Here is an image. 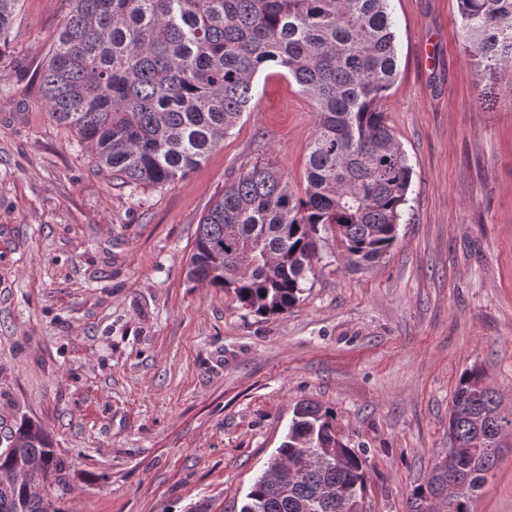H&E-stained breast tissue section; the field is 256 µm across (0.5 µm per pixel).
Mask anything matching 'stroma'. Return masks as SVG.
Returning <instances> with one entry per match:
<instances>
[{"mask_svg": "<svg viewBox=\"0 0 512 512\" xmlns=\"http://www.w3.org/2000/svg\"><path fill=\"white\" fill-rule=\"evenodd\" d=\"M390 10L381 108L414 169L398 239L352 269L320 232L299 302L261 317L187 278L195 232L255 162L303 194L311 101L261 71L198 167L118 185L41 95L68 0H23L0 52V435L41 425L69 464L61 512H238L301 401L364 451L367 512H408L465 370L512 412V68L479 108L458 0ZM471 509L512 512V434Z\"/></svg>", "mask_w": 512, "mask_h": 512, "instance_id": "obj_1", "label": "stroma"}]
</instances>
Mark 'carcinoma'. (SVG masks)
Masks as SVG:
<instances>
[{
    "label": "carcinoma",
    "mask_w": 512,
    "mask_h": 512,
    "mask_svg": "<svg viewBox=\"0 0 512 512\" xmlns=\"http://www.w3.org/2000/svg\"><path fill=\"white\" fill-rule=\"evenodd\" d=\"M41 75L51 122L91 147L124 186L184 177L224 140L272 64L310 99L316 129L296 195L268 163L216 194L199 219L187 277L233 294L259 315L294 306L314 271L317 235L334 233L352 267L395 244L413 168L381 102L397 77L389 0H69ZM466 49L482 75L512 67V0H458ZM21 0H0V49ZM512 426L482 372L466 371L448 418V452L465 485L447 512H470L499 453L485 447ZM0 451V512H47L15 483L18 459L40 463L49 491L67 484L65 461L40 427L20 421ZM366 458L336 431L335 415L300 402L273 461L245 497L248 512H355ZM448 489L432 466L409 493L410 512Z\"/></svg>",
    "instance_id": "obj_1"
}]
</instances>
